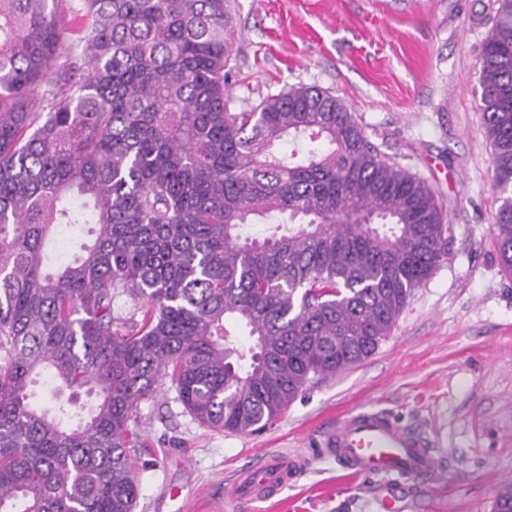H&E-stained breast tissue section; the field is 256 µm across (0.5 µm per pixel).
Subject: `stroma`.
Here are the masks:
<instances>
[{
    "label": "stroma",
    "instance_id": "obj_1",
    "mask_svg": "<svg viewBox=\"0 0 512 512\" xmlns=\"http://www.w3.org/2000/svg\"><path fill=\"white\" fill-rule=\"evenodd\" d=\"M494 0H228L229 108L289 84L329 91L369 141L428 181L448 208V255L417 288L392 333L363 364L313 384L272 426L230 434L200 426L170 382L141 404L136 512H380L377 478L309 458L265 502L232 501L242 468L307 452L330 416L383 409L423 430L440 470L398 479L403 512H493L512 483V274L493 231L499 201L474 96Z\"/></svg>",
    "mask_w": 512,
    "mask_h": 512
}]
</instances>
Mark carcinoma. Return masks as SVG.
<instances>
[{
    "label": "carcinoma",
    "mask_w": 512,
    "mask_h": 512,
    "mask_svg": "<svg viewBox=\"0 0 512 512\" xmlns=\"http://www.w3.org/2000/svg\"><path fill=\"white\" fill-rule=\"evenodd\" d=\"M497 4L477 101L512 273V0ZM58 5L0 0V512H134L133 427L162 380L212 430L272 425L377 351L450 224L331 93L229 110L227 0H78L66 24ZM82 224L91 243L56 262L49 240Z\"/></svg>",
    "instance_id": "obj_1"
}]
</instances>
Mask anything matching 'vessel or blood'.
<instances>
[{
	"label": "vessel or blood",
	"mask_w": 512,
	"mask_h": 512,
	"mask_svg": "<svg viewBox=\"0 0 512 512\" xmlns=\"http://www.w3.org/2000/svg\"><path fill=\"white\" fill-rule=\"evenodd\" d=\"M318 439L322 453L336 458L352 474L384 481L402 476L420 482L438 475L439 461L425 433L399 424L381 409L359 408L337 414ZM304 462L299 454L272 457L258 469L241 472L232 491L251 502L266 500L287 486Z\"/></svg>",
	"instance_id": "obj_1"
}]
</instances>
